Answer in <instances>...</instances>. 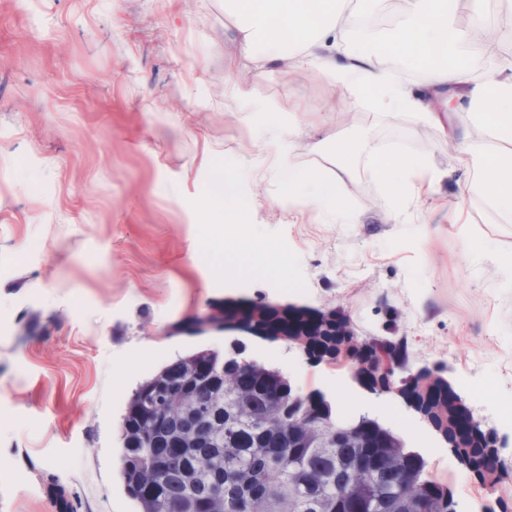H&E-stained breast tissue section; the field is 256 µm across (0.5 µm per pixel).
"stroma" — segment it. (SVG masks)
<instances>
[{"label": "stroma", "instance_id": "1", "mask_svg": "<svg viewBox=\"0 0 512 512\" xmlns=\"http://www.w3.org/2000/svg\"><path fill=\"white\" fill-rule=\"evenodd\" d=\"M491 55L457 48L472 70L512 65V16L485 0ZM223 0H0V512H136L120 478V425L134 389L224 334L182 328L228 299L333 311L359 340L385 339L408 368L439 372L512 472V212L470 190L463 97L442 127L377 112L319 75L268 70L259 97L308 112L299 164L336 177V141L425 154L449 175L432 197L394 205L366 153L350 168L356 224L288 208L266 131L224 97ZM236 173L238 215L256 236H224L251 273L218 269L202 209L217 171ZM472 227L461 237L440 201ZM428 225L425 250L413 243ZM286 267L269 280L264 270ZM246 357L282 369L340 414L395 430L447 484L456 512H512V475L480 482L398 395L362 390L346 367L285 341L247 336Z\"/></svg>", "mask_w": 512, "mask_h": 512}]
</instances>
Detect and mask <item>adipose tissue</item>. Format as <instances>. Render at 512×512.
Here are the masks:
<instances>
[{"label":"adipose tissue","instance_id":"adipose-tissue-1","mask_svg":"<svg viewBox=\"0 0 512 512\" xmlns=\"http://www.w3.org/2000/svg\"><path fill=\"white\" fill-rule=\"evenodd\" d=\"M380 2L362 0L360 12L348 14L341 0H224V15L236 31L224 66V92L247 124H264L268 113H279L276 153L289 200H303L327 212L340 210L347 200L345 174L355 149L337 142L340 174L333 181L298 165L293 143L302 124L297 113L287 98L260 99L254 91V79L271 68L286 74L316 71L348 86L357 97L368 98L375 110L415 112L441 125L439 113L428 111L421 95L382 62L383 54L394 52L416 67L423 85L464 88L478 124L512 139V74L491 69L474 77L453 53L463 41L477 53H488L491 32L480 26L461 31L453 0H407L404 25L391 36L362 21ZM363 149L373 162L374 175L394 197L420 196L447 175L431 158L409 150L390 153L375 143ZM459 160L472 175V188L491 187L494 202L512 208L511 154L490 153L482 139L470 137L460 143Z\"/></svg>","mask_w":512,"mask_h":512}]
</instances>
